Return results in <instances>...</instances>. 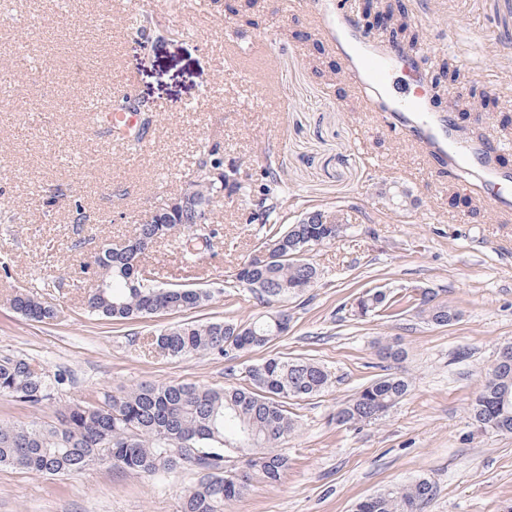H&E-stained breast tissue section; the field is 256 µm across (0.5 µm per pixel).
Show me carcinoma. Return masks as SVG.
I'll return each mask as SVG.
<instances>
[{
  "mask_svg": "<svg viewBox=\"0 0 512 512\" xmlns=\"http://www.w3.org/2000/svg\"><path fill=\"white\" fill-rule=\"evenodd\" d=\"M402 0L387 5L385 29L389 41L409 49L418 46V34L405 22ZM139 99L117 97L107 112L143 111ZM154 115L149 114L132 138H122L131 152L149 134ZM235 168L224 170V180L210 184L186 183L184 193L193 204L208 205L230 188L241 191ZM268 184L265 198L253 219L265 225L277 216L282 180L272 165L264 171ZM324 213L312 212L301 224H289L273 232L261 247L271 251L262 262L249 255L235 266L234 287L246 288L266 302L296 297L314 287L320 273L311 258H298L336 238V225L322 222ZM191 212L181 224H140L135 236L121 250L103 243L94 260L95 277L101 284L89 291L86 311L116 320L146 319L184 314L211 299L201 289L165 287L159 269L145 259L158 240L172 230H183V258L194 261L197 251L212 248V237L199 239ZM413 295L388 293L373 288L362 294V316L392 318L412 308ZM13 309L28 320L47 323L58 317L49 293L18 290ZM427 307L418 311L427 322L447 326L459 318L446 301L427 292ZM290 317L275 312L253 322L232 320L206 323L183 322L155 334L161 352L183 358L195 355L224 357L229 352L263 348L288 333ZM66 374H48L20 355L0 356V398L41 406L52 399ZM331 373L319 363L302 357H270L245 368L243 384L209 387L193 384L141 382L117 394L101 392L55 410L50 421L0 422V467L27 470L49 477H75L94 464H108L145 478L162 476L185 466L198 470V481L184 493V512H224V502L242 496L257 477L279 482L288 470L285 446L296 432L297 419L290 406L316 397L331 384ZM410 381L393 373L374 379L352 399L336 409V425L355 427L386 416L410 391ZM512 352L486 371L470 409L473 425L485 432L512 434ZM242 458L247 474L224 473V459ZM433 493L423 476L359 500L354 512H422Z\"/></svg>",
  "mask_w": 512,
  "mask_h": 512,
  "instance_id": "obj_1",
  "label": "carcinoma"
}]
</instances>
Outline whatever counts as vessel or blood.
I'll return each mask as SVG.
<instances>
[{
    "mask_svg": "<svg viewBox=\"0 0 512 512\" xmlns=\"http://www.w3.org/2000/svg\"><path fill=\"white\" fill-rule=\"evenodd\" d=\"M310 21L342 57L353 101L362 103L365 111L392 118L395 131L404 134L427 165H447L449 172L477 182L499 217L512 216V196L494 191L495 185L507 178L495 165L500 143L463 137L450 113L429 108L421 88L427 73L419 51L385 43L361 29L344 0H316ZM399 69L406 71L408 83L397 90L393 77Z\"/></svg>",
    "mask_w": 512,
    "mask_h": 512,
    "instance_id": "1",
    "label": "vessel or blood"
}]
</instances>
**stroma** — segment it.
Masks as SVG:
<instances>
[{"label":"stroma","instance_id":"stroma-1","mask_svg":"<svg viewBox=\"0 0 512 512\" xmlns=\"http://www.w3.org/2000/svg\"><path fill=\"white\" fill-rule=\"evenodd\" d=\"M228 2L0 0V354L69 377L55 403L0 400V421L46 419L56 405L142 381L237 385L251 364L306 357L328 367L332 383L294 406L286 474L275 485L252 482L224 512H353L360 499L419 475L435 487L423 512H506L512 435L478 430L469 409L499 348L512 344V220L498 218L479 187L460 189L447 169L428 168L381 116L352 102L341 60L320 44L300 0H255L243 16ZM408 5L429 67L459 66L472 94L499 86L494 108L460 105L453 117L471 135L503 141L498 161L512 170V129L500 123L512 115V39L502 34L512 0ZM134 11L157 27L132 32ZM229 29L241 34L237 48L225 43ZM269 70L276 86L264 81ZM122 74L155 108L146 152H128L75 108L118 95L111 78ZM205 142L220 145L248 189L213 198L221 236L194 262H183L174 234L149 259L164 283L211 289L213 299L184 316L88 315L93 282L81 264L101 242H127L144 215L180 194ZM269 163L288 186L280 224L322 210L345 231L316 248L315 288L267 304L226 282L267 234L251 217ZM392 185L408 191L410 205L390 204ZM460 193L472 211L449 206ZM80 212L86 223H76ZM44 285L56 321L12 309L14 289ZM375 287L433 289L460 317L442 327L413 309L353 316V300ZM277 310L290 328L261 349L173 359L152 343L153 331L184 319L248 323ZM395 339L405 357L382 360L379 343ZM385 373L408 377L409 395L382 420L336 426L337 405ZM197 478L190 466L154 479L106 464L75 478L0 468V512H184V490Z\"/></svg>","mask_w":512,"mask_h":512}]
</instances>
